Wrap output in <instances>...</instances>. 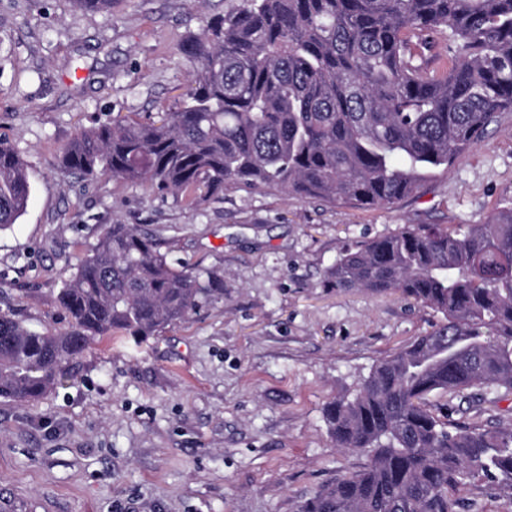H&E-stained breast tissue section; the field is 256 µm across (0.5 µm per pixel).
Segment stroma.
Masks as SVG:
<instances>
[{
	"label": "stroma",
	"mask_w": 512,
	"mask_h": 512,
	"mask_svg": "<svg viewBox=\"0 0 512 512\" xmlns=\"http://www.w3.org/2000/svg\"><path fill=\"white\" fill-rule=\"evenodd\" d=\"M225 0H0V140L27 165L24 215L0 231V313L70 329L63 279L120 222L175 267L217 270L222 298L145 339L105 338L39 400L0 399V501L19 512H297L366 458L336 448L323 408L436 316L395 295L328 286L360 242L405 224L484 223L512 203V112L415 194L365 210L265 189L205 202L150 185L59 170L80 129L181 108L193 63L182 45ZM451 421L512 424V392ZM458 512H512L485 483Z\"/></svg>",
	"instance_id": "1"
}]
</instances>
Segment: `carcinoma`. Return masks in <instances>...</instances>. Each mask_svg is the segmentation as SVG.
<instances>
[{
    "mask_svg": "<svg viewBox=\"0 0 512 512\" xmlns=\"http://www.w3.org/2000/svg\"><path fill=\"white\" fill-rule=\"evenodd\" d=\"M445 37L447 51L427 57ZM182 107L80 131L64 172L146 182L193 203L244 186L375 208L416 192L512 112V0H228L183 44ZM25 162L0 141V230L25 213ZM332 288L399 294L439 316L326 404L359 471L298 512H454L480 478L512 501V426L458 425L431 397L512 391V206L483 224L405 225L343 252ZM224 282L176 269L156 243L112 224L56 302L61 335L0 314V398L38 400L97 338H147L187 319Z\"/></svg>",
    "mask_w": 512,
    "mask_h": 512,
    "instance_id": "obj_1",
    "label": "carcinoma"
}]
</instances>
